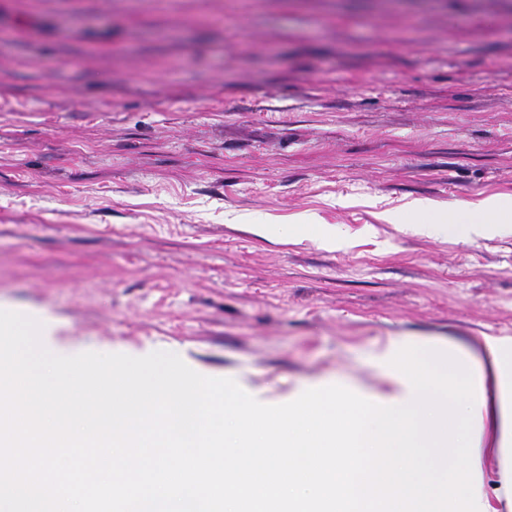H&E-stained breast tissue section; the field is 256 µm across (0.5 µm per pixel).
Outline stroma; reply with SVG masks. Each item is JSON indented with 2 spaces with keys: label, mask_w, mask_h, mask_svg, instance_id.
I'll use <instances>...</instances> for the list:
<instances>
[{
  "label": "stroma",
  "mask_w": 512,
  "mask_h": 512,
  "mask_svg": "<svg viewBox=\"0 0 512 512\" xmlns=\"http://www.w3.org/2000/svg\"><path fill=\"white\" fill-rule=\"evenodd\" d=\"M488 197L512 0H0V309L88 351L386 390L392 339L512 336V236L401 209Z\"/></svg>",
  "instance_id": "35a3bbf8"
}]
</instances>
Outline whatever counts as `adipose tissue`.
Segmentation results:
<instances>
[{
  "label": "adipose tissue",
  "mask_w": 512,
  "mask_h": 512,
  "mask_svg": "<svg viewBox=\"0 0 512 512\" xmlns=\"http://www.w3.org/2000/svg\"><path fill=\"white\" fill-rule=\"evenodd\" d=\"M512 234V202L488 199L469 206L457 205L439 224L417 225L424 236L467 239L488 231ZM462 357L475 364L481 378L484 399L481 403L480 451L492 452L498 459V483L493 496L483 497L486 512H498L505 504L512 512V340L478 336L463 348Z\"/></svg>",
  "instance_id": "1"
}]
</instances>
